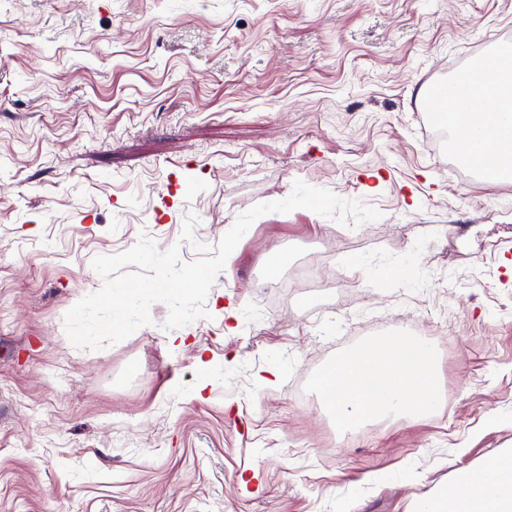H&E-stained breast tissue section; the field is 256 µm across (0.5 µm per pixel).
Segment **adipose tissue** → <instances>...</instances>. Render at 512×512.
<instances>
[{
    "mask_svg": "<svg viewBox=\"0 0 512 512\" xmlns=\"http://www.w3.org/2000/svg\"><path fill=\"white\" fill-rule=\"evenodd\" d=\"M512 63V45L467 71L461 83L481 96L462 100L448 115L454 147L463 162L483 151V176L498 181L512 174V78L500 75ZM341 428L376 417L427 414L439 402V377L426 343L388 336L343 356L316 381ZM413 512H512V457L487 460L462 473L437 496L414 502Z\"/></svg>",
    "mask_w": 512,
    "mask_h": 512,
    "instance_id": "1",
    "label": "adipose tissue"
}]
</instances>
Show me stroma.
<instances>
[{
  "label": "stroma",
  "instance_id": "obj_1",
  "mask_svg": "<svg viewBox=\"0 0 512 512\" xmlns=\"http://www.w3.org/2000/svg\"><path fill=\"white\" fill-rule=\"evenodd\" d=\"M502 37L512 0H0V512H411L512 453V181L453 173L414 105ZM298 180L381 217L262 215L206 317L71 344L96 256L214 255ZM396 334L452 399L342 435L314 379Z\"/></svg>",
  "mask_w": 512,
  "mask_h": 512
}]
</instances>
